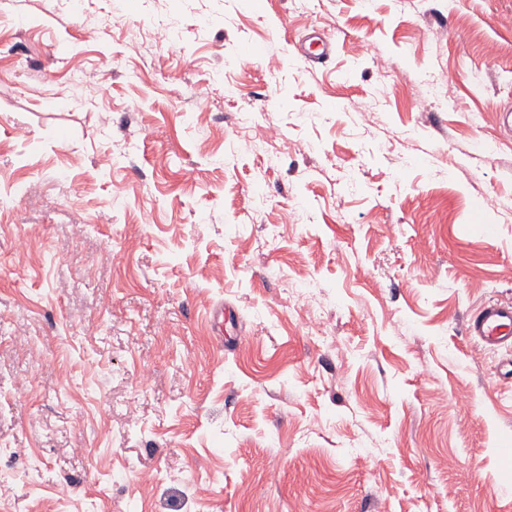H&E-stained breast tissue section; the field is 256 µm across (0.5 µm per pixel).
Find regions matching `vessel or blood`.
<instances>
[{"label": "vessel or blood", "mask_w": 512, "mask_h": 512, "mask_svg": "<svg viewBox=\"0 0 512 512\" xmlns=\"http://www.w3.org/2000/svg\"><path fill=\"white\" fill-rule=\"evenodd\" d=\"M333 52L330 37L322 31L311 36L308 49L302 55L309 65L324 63ZM466 334L476 348L484 351H506L498 372L512 382V303L501 302L480 306L469 317Z\"/></svg>", "instance_id": "vessel-or-blood-1"}]
</instances>
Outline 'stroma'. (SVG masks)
<instances>
[{
    "label": "stroma",
    "instance_id": "35a3bbf8",
    "mask_svg": "<svg viewBox=\"0 0 512 512\" xmlns=\"http://www.w3.org/2000/svg\"><path fill=\"white\" fill-rule=\"evenodd\" d=\"M504 109L512 0H0V512H512ZM308 39H311L310 46L308 49L302 50V56L309 65L321 64L330 58L333 52V43L325 32H316ZM240 132L236 142V149L241 152H264L266 146L276 138V130L267 128L262 134H254L255 124L249 113H242L239 117ZM466 335L482 351L505 350L509 356L498 365V373L512 382V303L484 304L467 320Z\"/></svg>",
    "mask_w": 512,
    "mask_h": 512
}]
</instances>
